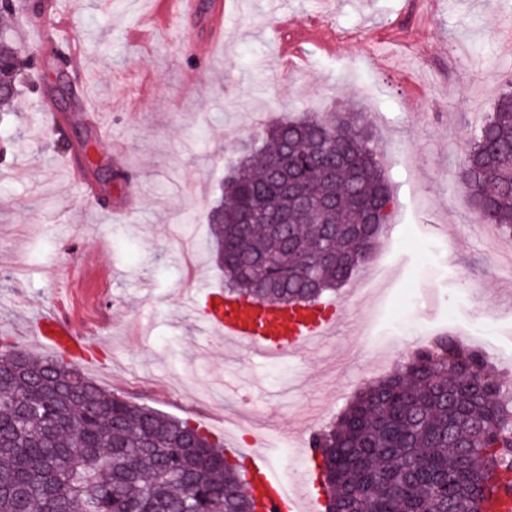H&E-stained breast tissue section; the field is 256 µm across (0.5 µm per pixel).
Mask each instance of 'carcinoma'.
<instances>
[{
  "mask_svg": "<svg viewBox=\"0 0 512 512\" xmlns=\"http://www.w3.org/2000/svg\"><path fill=\"white\" fill-rule=\"evenodd\" d=\"M30 66L0 30V109ZM458 177L512 234V81ZM371 138L348 116L287 119L245 148L208 214L224 290L312 305L346 284L390 223ZM496 367L452 337L414 351L312 435L329 512H482L512 471ZM241 469L186 419L101 388L60 356L0 352V512H255Z\"/></svg>",
  "mask_w": 512,
  "mask_h": 512,
  "instance_id": "obj_1",
  "label": "carcinoma"
}]
</instances>
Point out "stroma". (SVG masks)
Returning <instances> with one entry per match:
<instances>
[{"label": "stroma", "mask_w": 512, "mask_h": 512, "mask_svg": "<svg viewBox=\"0 0 512 512\" xmlns=\"http://www.w3.org/2000/svg\"><path fill=\"white\" fill-rule=\"evenodd\" d=\"M67 21V72L83 98L44 122L56 80L27 6L9 18L43 78L0 114V337L49 355L28 320L75 291L93 345L81 365L99 386L189 420L240 456L251 440L285 482L312 434L368 385L400 366L415 337L473 315L471 285L497 311L495 346L512 352V237L492 235L457 175L467 135L492 112L512 53L498 29L512 0H234L209 63L185 50L200 20L167 19L161 0H55ZM313 33L348 30L334 53L282 69L276 16ZM196 70L188 83L187 70ZM332 112L367 125L394 206L374 255L393 277L359 292L362 266L336 300L340 326L321 346L262 362L227 353L187 303L194 283L224 289L208 253L207 215L241 145L284 119ZM84 170L76 182L70 165ZM135 211L120 207L129 182ZM97 189L93 201L86 186ZM109 281V292L99 290ZM106 322L96 326L93 311Z\"/></svg>", "instance_id": "stroma-1"}]
</instances>
